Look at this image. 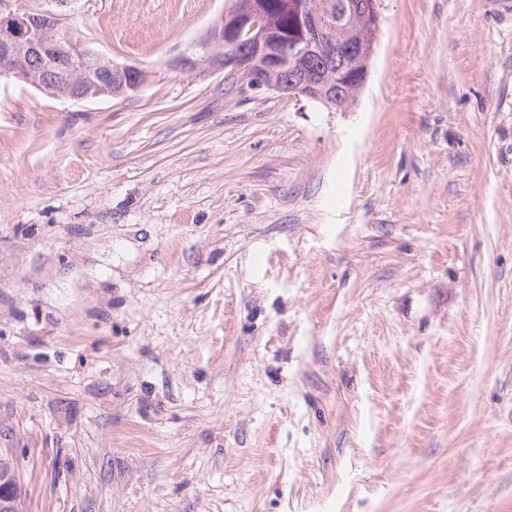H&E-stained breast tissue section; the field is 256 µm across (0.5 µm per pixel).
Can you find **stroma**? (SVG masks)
<instances>
[{"label": "stroma", "instance_id": "35a3bbf8", "mask_svg": "<svg viewBox=\"0 0 512 512\" xmlns=\"http://www.w3.org/2000/svg\"><path fill=\"white\" fill-rule=\"evenodd\" d=\"M230 4L88 0L135 95L0 81L30 512H512V0H380L343 112L170 70Z\"/></svg>", "mask_w": 512, "mask_h": 512}]
</instances>
